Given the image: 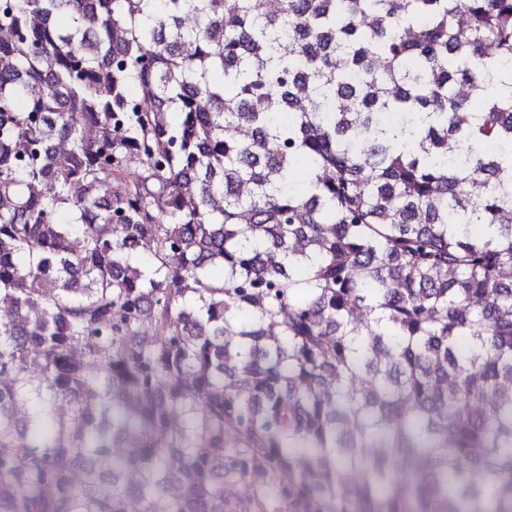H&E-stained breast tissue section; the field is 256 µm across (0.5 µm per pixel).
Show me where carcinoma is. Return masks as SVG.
I'll return each mask as SVG.
<instances>
[{
	"label": "carcinoma",
	"instance_id": "cac0c4a2",
	"mask_svg": "<svg viewBox=\"0 0 512 512\" xmlns=\"http://www.w3.org/2000/svg\"><path fill=\"white\" fill-rule=\"evenodd\" d=\"M1 28L0 512H512V0Z\"/></svg>",
	"mask_w": 512,
	"mask_h": 512
}]
</instances>
